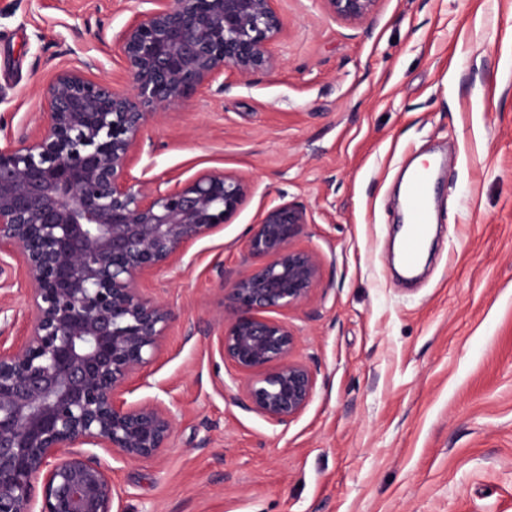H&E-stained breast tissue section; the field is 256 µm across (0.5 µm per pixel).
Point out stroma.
<instances>
[{
  "mask_svg": "<svg viewBox=\"0 0 512 512\" xmlns=\"http://www.w3.org/2000/svg\"><path fill=\"white\" fill-rule=\"evenodd\" d=\"M147 0H0V143L41 110L61 68L95 61ZM280 64L204 88L150 121L132 173L177 183L246 178L236 214L141 284L175 319L128 401L174 414L149 461L97 449L126 512H512V0H379L364 26L317 0H277ZM445 159L440 232L414 283L396 274L399 186L421 155ZM306 207L299 246L322 278L274 312L316 373L281 425L228 397L222 280L247 272L251 225Z\"/></svg>",
  "mask_w": 512,
  "mask_h": 512,
  "instance_id": "35a3bbf8",
  "label": "stroma"
}]
</instances>
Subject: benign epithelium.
<instances>
[{"mask_svg": "<svg viewBox=\"0 0 512 512\" xmlns=\"http://www.w3.org/2000/svg\"><path fill=\"white\" fill-rule=\"evenodd\" d=\"M275 2L148 0L114 39L126 90L60 70L34 127L0 147V249L20 256L31 302L21 344L0 346V512H124L87 449L144 461L168 447L170 409L123 398L173 319L138 279L227 222L249 183L210 171L164 188L131 170L149 120L203 87L224 90L226 68L246 81L277 68L285 24ZM317 2L360 27L378 0ZM308 223L299 205L267 210L245 241L254 266L224 283L219 352L243 380L230 398L279 424L316 388L294 330L267 316L308 303L319 284L320 257L297 245Z\"/></svg>", "mask_w": 512, "mask_h": 512, "instance_id": "7a95c632", "label": "benign epithelium"}]
</instances>
